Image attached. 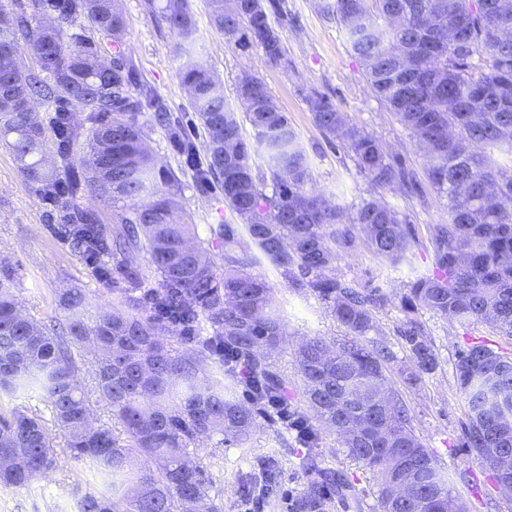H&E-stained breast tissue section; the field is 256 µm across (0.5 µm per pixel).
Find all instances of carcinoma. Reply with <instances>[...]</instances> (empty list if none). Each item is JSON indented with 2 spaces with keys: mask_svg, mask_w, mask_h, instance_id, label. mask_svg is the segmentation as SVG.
<instances>
[{
  "mask_svg": "<svg viewBox=\"0 0 512 512\" xmlns=\"http://www.w3.org/2000/svg\"><path fill=\"white\" fill-rule=\"evenodd\" d=\"M208 9L227 44L286 60L272 22L281 0H242L228 15L224 0H208ZM327 14L346 31L372 92L415 139L431 186L447 199L448 223L428 229L433 271L410 281L402 297L408 316L397 335L411 363L403 380L416 385L438 365L424 325L411 316L419 307L501 336L495 350L481 342L458 349L454 378L467 406L461 447L496 484L512 487V0H333ZM157 18L191 38L190 0H164ZM450 27L462 45L448 43ZM125 28L118 0H0V87H24L37 106L21 112L0 97V145L46 207L53 236L112 297V305L92 310L74 285L59 297L64 322L37 319L21 309L16 266L0 261V396L39 392L70 461L110 477L104 492L82 494L80 512H221L194 460L196 445L243 437L260 419L288 433L282 453L308 477L291 512H330L335 502L362 508L348 479L322 466L316 448L324 428L372 475L379 512H468L387 374L393 353L381 342H360L376 329L374 313L387 298L333 267L359 240L378 258L402 261L422 245L410 216L375 197L348 214L309 192L308 158L267 84L252 77L253 98L234 109L223 84L186 48L179 77L205 134L199 159L180 118L125 69ZM89 31L109 39V55ZM21 43L30 49L26 58ZM308 103L325 138L375 188L421 195L402 155L325 96ZM71 105L82 107V120ZM146 113L186 156L196 188L221 192L239 223L211 224L206 237L198 235L178 202L181 181L157 167L146 144ZM255 151L265 168L254 164ZM88 194L103 207L85 206ZM245 236L258 254L243 248ZM261 256L290 287L323 300L347 331L342 341L317 336L296 349L301 406L261 352L285 335L275 289L250 271ZM87 350L95 356V390L119 431L93 420L77 377ZM490 448L507 463L489 459ZM57 456L41 416L0 410V487L30 486ZM278 464L271 456L262 466L267 490Z\"/></svg>",
  "mask_w": 512,
  "mask_h": 512,
  "instance_id": "cac0c4a2",
  "label": "carcinoma"
}]
</instances>
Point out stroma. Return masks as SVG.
<instances>
[{
	"label": "stroma",
	"instance_id": "stroma-1",
	"mask_svg": "<svg viewBox=\"0 0 512 512\" xmlns=\"http://www.w3.org/2000/svg\"><path fill=\"white\" fill-rule=\"evenodd\" d=\"M326 2L284 0L288 16L280 20L277 29L287 63L271 64L256 48L229 46L212 27L204 0L193 2L195 33L190 48L193 56L222 81L227 101H234L235 85L242 75L251 74L265 81L277 104L287 112L308 156L313 170L311 190L350 213L363 200L373 197L374 190L353 162L337 153L316 126L306 103L311 93L329 98L351 122L381 140L391 152L404 155L417 173H424L426 161L409 133L371 92L365 67L351 51L345 31L323 12ZM162 3L163 0H119L127 20L128 57L140 80L154 87L173 112L190 120L194 114L178 76L183 64L175 52L178 37L159 24L154 14L155 7ZM144 134L159 162L180 178L181 204L198 230L229 220L223 196L197 190L192 168L171 148L164 133L148 125ZM383 198L410 214L419 235H426L428 225L448 220L447 201L438 197L433 188H426L421 200L405 198L399 192L384 193ZM46 224L45 207L25 186L12 154L0 147V257H9L18 266L19 296L27 312L39 319L61 317L59 293L72 285L85 288L89 302L99 304L100 295L85 266L51 235ZM432 259L431 247L424 246L415 249L408 260L394 265L358 246L341 254L334 266L346 279L387 295V304L376 312L378 329L367 339L385 342L394 353L390 377L398 384L410 410L416 434L447 472L452 488L470 502V512H512V497L505 495L488 468L461 446L466 406L453 376L455 354L468 340L477 338L495 347L500 336L487 327L464 328L419 309L416 317L426 329L439 365L417 387L402 382L407 356L396 334V327L404 318L400 297L407 282L431 272ZM254 270L269 280L281 306L286 335L273 357L287 382L289 395L298 396L302 382L294 361L296 345L315 336L340 339L346 330L323 301L289 288L279 270L268 261H260ZM278 448L273 431L263 422L243 440L224 445L212 440L199 448L198 456L211 479L210 493L223 512H246L242 485L259 473L262 461L276 454ZM319 451L328 466L356 486L363 501L362 512H378L371 474L350 459L336 435L324 434ZM306 485L307 479L295 466L293 457H281L276 488L263 497L261 512H288L289 495L298 494ZM104 487L103 475L93 466H74L62 455L52 473L31 486L0 488V512H79L75 489L96 494Z\"/></svg>",
	"mask_w": 512,
	"mask_h": 512
}]
</instances>
